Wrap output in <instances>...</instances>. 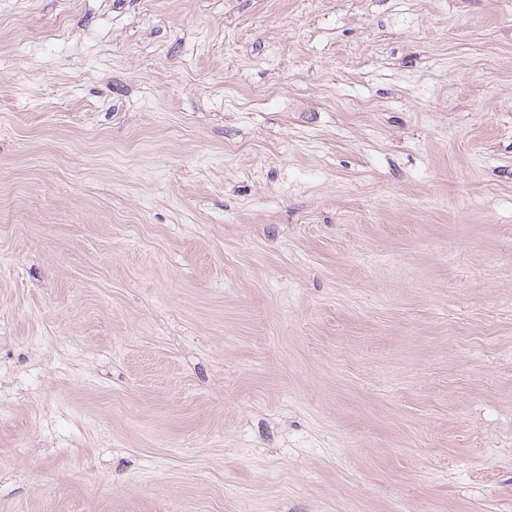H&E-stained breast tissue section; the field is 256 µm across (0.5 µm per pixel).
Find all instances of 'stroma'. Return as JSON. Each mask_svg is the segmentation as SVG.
<instances>
[{"mask_svg":"<svg viewBox=\"0 0 512 512\" xmlns=\"http://www.w3.org/2000/svg\"><path fill=\"white\" fill-rule=\"evenodd\" d=\"M0 512H512V0H0Z\"/></svg>","mask_w":512,"mask_h":512,"instance_id":"stroma-1","label":"stroma"}]
</instances>
